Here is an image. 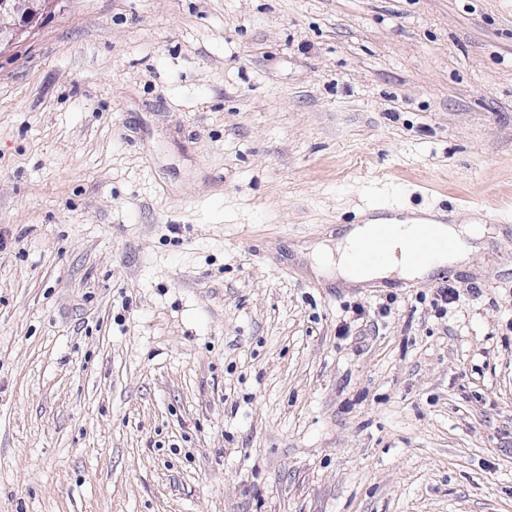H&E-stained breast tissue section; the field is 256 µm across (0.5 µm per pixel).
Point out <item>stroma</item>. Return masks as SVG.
<instances>
[{"label":"stroma","instance_id":"obj_1","mask_svg":"<svg viewBox=\"0 0 512 512\" xmlns=\"http://www.w3.org/2000/svg\"><path fill=\"white\" fill-rule=\"evenodd\" d=\"M386 206L512 207V0H54L0 51V512H512V215L310 275ZM395 214L399 212L366 213L362 219L363 224H351L352 226L342 236L336 238L335 250L324 243L312 246L314 272L317 275L335 277L346 286L362 288L389 278H410L418 274L435 273L446 266L462 264L466 259V241L477 240L482 236V224H447L448 216L442 217L436 214L422 216L427 220H440L442 224H436L440 236L448 238V241L456 243V246L448 249V241L437 234L431 225L434 223H420L424 225L419 227L412 245L414 260L418 263L424 262L440 250L448 249V254H439L428 265L416 270L410 263L409 236L410 230L422 220L414 215L399 218L394 216ZM366 221L369 222L365 224ZM387 223H392L400 229L399 232L394 233L388 243L389 262L382 266L359 264L354 252L356 243L363 238H372L375 227ZM390 234V227L382 225L377 229L375 237L360 242L356 248L358 261L369 264L383 262L386 258L384 244Z\"/></svg>","mask_w":512,"mask_h":512}]
</instances>
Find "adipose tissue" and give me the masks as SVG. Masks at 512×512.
I'll return each mask as SVG.
<instances>
[{
	"label": "adipose tissue",
	"instance_id": "obj_1",
	"mask_svg": "<svg viewBox=\"0 0 512 512\" xmlns=\"http://www.w3.org/2000/svg\"><path fill=\"white\" fill-rule=\"evenodd\" d=\"M414 216L392 217L391 223L396 231L388 243L389 261L382 266L359 264L355 259V246L364 238L372 237L375 222L350 226L334 245L323 243L312 246L313 270L316 274L326 275L342 281L350 287H366L372 283L389 278H410L415 270L410 263L411 229L417 224ZM438 231L441 237L452 243L448 253L437 255L425 270L434 273L448 266L462 264L466 259V243L481 237L480 224H442Z\"/></svg>",
	"mask_w": 512,
	"mask_h": 512
}]
</instances>
